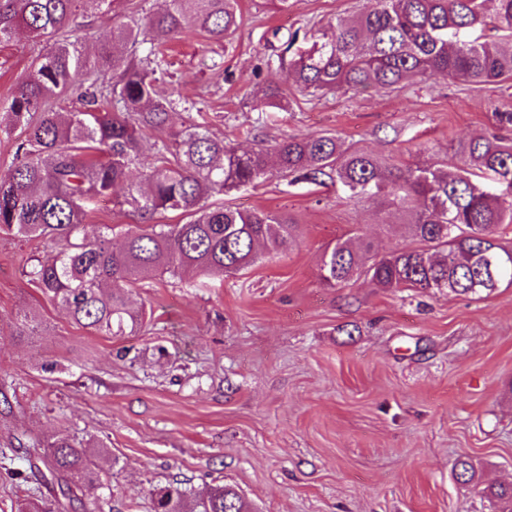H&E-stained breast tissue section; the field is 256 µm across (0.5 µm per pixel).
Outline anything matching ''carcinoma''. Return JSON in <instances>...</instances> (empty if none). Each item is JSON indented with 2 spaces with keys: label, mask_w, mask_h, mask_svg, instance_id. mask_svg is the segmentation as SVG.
I'll list each match as a JSON object with an SVG mask.
<instances>
[{
  "label": "carcinoma",
  "mask_w": 512,
  "mask_h": 512,
  "mask_svg": "<svg viewBox=\"0 0 512 512\" xmlns=\"http://www.w3.org/2000/svg\"><path fill=\"white\" fill-rule=\"evenodd\" d=\"M118 16L122 0H0V44L25 31L54 40L34 72L17 83L6 109L10 125L23 130L16 161L0 179V231L52 243L28 275L71 319L98 335L126 336L140 328L145 312L132 306L136 284L169 273L191 288L235 275L264 254L288 249L301 225L285 213L213 206L214 196L254 183L275 169L293 180L328 178L356 194L373 193L408 216L413 243L382 255L351 240H339L321 257L320 277L329 287L364 276L386 290L490 295L512 286V247L498 232L512 224V141L477 137L459 141L465 164L493 174L492 192L470 178L434 163L396 172L374 154L346 146L334 135L312 134L272 149L241 151L202 123L173 135L157 149L154 166L130 180L145 131L166 126L172 101L158 95L166 46L192 31L222 42L239 26V0H163L155 12L112 27L92 62L75 43L56 36L82 9ZM512 37V0H368L358 13L340 17L293 57L289 76L306 91L357 94L392 90L417 77L448 78L483 85L512 78V47L498 37L470 38L475 29ZM144 56H126L127 45ZM79 92L81 107L58 111L53 100ZM287 100L278 86L260 89L256 106ZM113 200L137 212L143 224L112 245L116 227L98 235L81 233L86 203ZM179 211L183 224H154L157 213ZM18 334L39 335L35 317L17 320ZM30 466L44 464L69 496L37 497L18 512H96L103 481L96 459L106 447L80 443L62 433L25 442ZM457 478L496 506L512 512V484L475 482L467 459ZM152 512H255L231 484L201 493L178 484L151 491Z\"/></svg>",
  "instance_id": "cac0c4a2"
}]
</instances>
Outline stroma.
Returning a JSON list of instances; mask_svg holds the SVG:
<instances>
[{"label":"stroma","instance_id":"1","mask_svg":"<svg viewBox=\"0 0 512 512\" xmlns=\"http://www.w3.org/2000/svg\"><path fill=\"white\" fill-rule=\"evenodd\" d=\"M367 0H240L241 23L216 43L173 42L158 91L174 102L155 141L203 121L243 149L331 134L406 169L460 167V140L512 125V79L474 86L416 79L387 92L309 94L257 108L284 85L292 51L316 26ZM43 41L0 45V107L32 74ZM214 204L294 217L298 241L236 275L185 287L171 275L136 285L148 317L129 336L88 333L28 272L49 243L0 233V512L36 478L13 436L61 431L103 443L124 469L107 475L99 512H150L154 487L197 492L236 485L257 512H494L454 471L470 459L483 480L512 483V287L489 296L386 291L365 278L331 288L323 251L340 239L383 254L410 244L407 217L338 183L271 173ZM39 336L17 335L16 314Z\"/></svg>","mask_w":512,"mask_h":512}]
</instances>
